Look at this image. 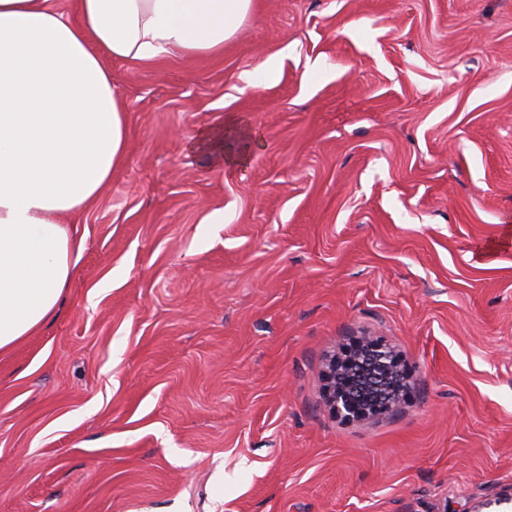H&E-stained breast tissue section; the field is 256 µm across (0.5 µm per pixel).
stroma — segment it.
<instances>
[{
    "label": "stroma",
    "mask_w": 512,
    "mask_h": 512,
    "mask_svg": "<svg viewBox=\"0 0 512 512\" xmlns=\"http://www.w3.org/2000/svg\"><path fill=\"white\" fill-rule=\"evenodd\" d=\"M112 81L125 162L76 219L54 318L0 353V512H469L512 490V0H255L222 51ZM232 119L244 167L189 150ZM364 335L411 388L343 423L324 370Z\"/></svg>",
    "instance_id": "35a3bbf8"
}]
</instances>
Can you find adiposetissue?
I'll return each instance as SVG.
<instances>
[{"mask_svg": "<svg viewBox=\"0 0 512 512\" xmlns=\"http://www.w3.org/2000/svg\"><path fill=\"white\" fill-rule=\"evenodd\" d=\"M254 0H0V352L54 315L85 246L71 219L125 160L111 62L223 49Z\"/></svg>", "mask_w": 512, "mask_h": 512, "instance_id": "adipose-tissue-1", "label": "adipose tissue"}]
</instances>
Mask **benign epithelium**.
I'll return each instance as SVG.
<instances>
[{
	"label": "benign epithelium",
	"instance_id": "benign-epithelium-1",
	"mask_svg": "<svg viewBox=\"0 0 512 512\" xmlns=\"http://www.w3.org/2000/svg\"><path fill=\"white\" fill-rule=\"evenodd\" d=\"M324 401L346 422L374 421L395 411L408 393L409 375L402 356L382 340L362 336L341 357L331 356ZM512 506V492L479 501L472 512Z\"/></svg>",
	"mask_w": 512,
	"mask_h": 512
}]
</instances>
